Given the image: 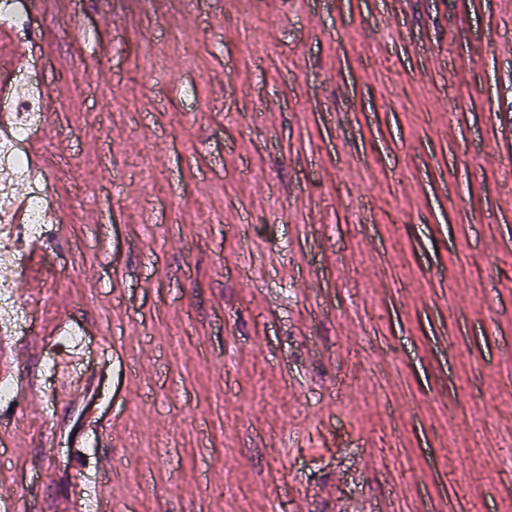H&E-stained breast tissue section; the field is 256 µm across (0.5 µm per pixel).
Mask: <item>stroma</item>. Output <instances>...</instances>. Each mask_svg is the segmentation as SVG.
<instances>
[{
	"label": "stroma",
	"instance_id": "stroma-1",
	"mask_svg": "<svg viewBox=\"0 0 512 512\" xmlns=\"http://www.w3.org/2000/svg\"><path fill=\"white\" fill-rule=\"evenodd\" d=\"M20 2L70 165L0 379L98 328L112 499L512 512V0ZM90 421L0 404V495L65 512Z\"/></svg>",
	"mask_w": 512,
	"mask_h": 512
}]
</instances>
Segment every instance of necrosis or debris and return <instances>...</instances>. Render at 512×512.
Instances as JSON below:
<instances>
[{"instance_id":"necrosis-or-debris-1","label":"necrosis or debris","mask_w":512,"mask_h":512,"mask_svg":"<svg viewBox=\"0 0 512 512\" xmlns=\"http://www.w3.org/2000/svg\"><path fill=\"white\" fill-rule=\"evenodd\" d=\"M14 79L26 94L12 101L13 129L0 138V342L26 328L13 293L17 261L30 243L47 239L53 228V206L24 155L26 142L42 130L39 98L44 90L30 70L16 71Z\"/></svg>"}]
</instances>
